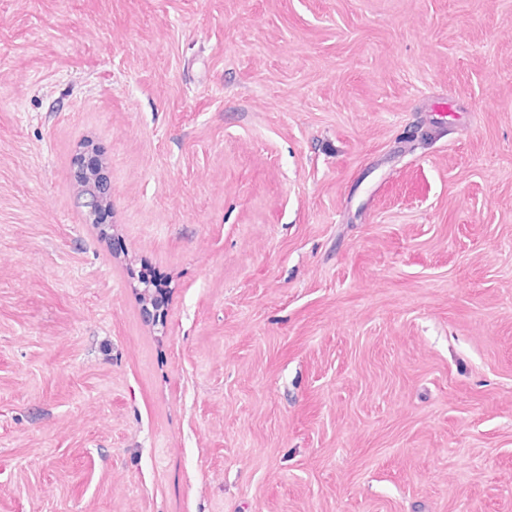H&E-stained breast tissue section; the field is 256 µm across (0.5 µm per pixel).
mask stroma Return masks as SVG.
<instances>
[{"label": "stroma", "mask_w": 512, "mask_h": 512, "mask_svg": "<svg viewBox=\"0 0 512 512\" xmlns=\"http://www.w3.org/2000/svg\"><path fill=\"white\" fill-rule=\"evenodd\" d=\"M0 512H512V0H0ZM80 157L77 177L83 178L85 175L91 173L92 170H96L97 177L101 182V191L108 196L107 202H98L96 200L89 199L88 201V212L91 223L103 224L107 218L105 205L112 207V187L105 173L103 172V166L98 156L87 148ZM102 207V208H101Z\"/></svg>", "instance_id": "1"}]
</instances>
